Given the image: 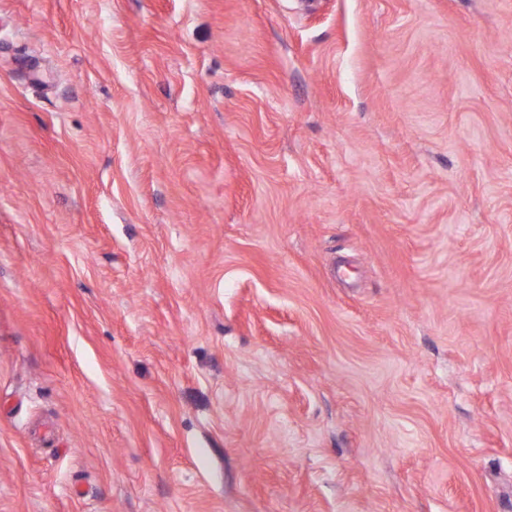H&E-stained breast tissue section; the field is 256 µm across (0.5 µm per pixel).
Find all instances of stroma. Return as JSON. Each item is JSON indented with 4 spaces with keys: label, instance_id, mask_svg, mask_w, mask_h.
I'll list each match as a JSON object with an SVG mask.
<instances>
[{
    "label": "stroma",
    "instance_id": "stroma-1",
    "mask_svg": "<svg viewBox=\"0 0 512 512\" xmlns=\"http://www.w3.org/2000/svg\"><path fill=\"white\" fill-rule=\"evenodd\" d=\"M0 512H512V0H0Z\"/></svg>",
    "mask_w": 512,
    "mask_h": 512
}]
</instances>
